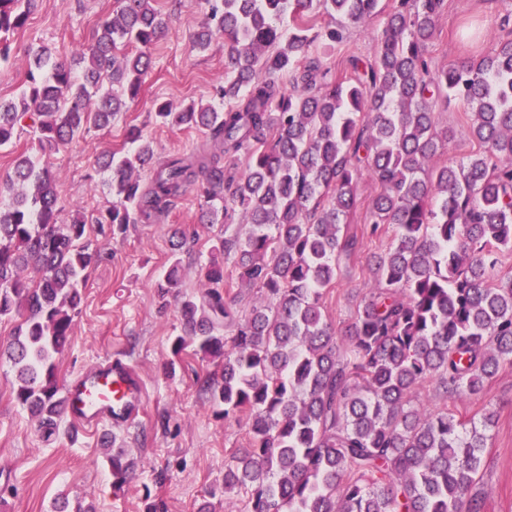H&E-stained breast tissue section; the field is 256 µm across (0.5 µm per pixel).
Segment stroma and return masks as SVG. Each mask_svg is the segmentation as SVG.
Instances as JSON below:
<instances>
[{"instance_id": "stroma-1", "label": "stroma", "mask_w": 512, "mask_h": 512, "mask_svg": "<svg viewBox=\"0 0 512 512\" xmlns=\"http://www.w3.org/2000/svg\"><path fill=\"white\" fill-rule=\"evenodd\" d=\"M395 4L380 0L377 14L345 26L340 46L315 43V55L335 68L347 58L371 59L376 32ZM158 6L168 27L152 46L154 68L139 97L127 102L110 128L90 129L50 154L62 184L59 221L84 213L92 221L90 239L100 254L85 285L70 345L58 359L57 379L67 383L106 357H121L142 383V412L132 423L96 431L66 418L58 434L44 436L38 421L15 399V374L4 353L17 322L0 321V512H54L63 494L93 505L96 512H146L153 500L163 502L167 512H197L206 500L211 512H243L240 498L224 491V463L245 445L247 426L216 417L201 390L196 377L214 370L212 360L190 348L173 356L171 342L181 333L178 304L170 296L159 298L157 291L169 266L172 226L185 231L182 290L194 295L224 228L199 223L200 200L190 190L159 220L130 225L125 235L112 236L96 222L112 197L105 186H91L87 178L98 156L126 147V130L133 125L147 133L159 162L211 145L202 131L159 124L154 110L159 102L176 109L192 102L219 103L224 44L193 50L190 37L203 22L200 0H158ZM115 7V0H39L13 37L9 61L0 62V99L21 92L29 44L45 43L58 57L72 59L75 49L88 42L99 15ZM436 24L438 36L427 54L433 73L479 60L492 51L495 37L512 38V12L496 0H444ZM435 112L438 130L449 134L436 162H457L476 153L478 145L466 132L467 106L440 100ZM378 191L368 175H361L356 204L346 218V232L357 245L340 256L336 281L326 290V314L339 332L353 322L373 286L367 256L382 252L391 241L390 234L370 232L371 203ZM419 399L429 409H448L465 423L489 420L482 472L488 491L485 512H512V364L501 366L480 395L453 400L430 383ZM113 446L125 449L134 463L119 491L105 458Z\"/></svg>"}]
</instances>
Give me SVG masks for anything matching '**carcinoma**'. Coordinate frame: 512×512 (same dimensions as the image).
I'll list each match as a JSON object with an SVG mask.
<instances>
[{
	"mask_svg": "<svg viewBox=\"0 0 512 512\" xmlns=\"http://www.w3.org/2000/svg\"><path fill=\"white\" fill-rule=\"evenodd\" d=\"M36 3L0 0V61ZM117 3L75 52L82 80L46 47L28 48L19 98L0 101V147L26 115L41 152L65 147L138 97L166 20L155 0ZM442 3L398 0L373 59L334 71L310 57L312 45L341 44L344 22L373 16L379 0H204L192 48L224 39L218 94L228 105L164 102L155 118L205 132L217 152L170 158L146 185L140 170L154 151L131 126L130 150L96 160L112 194L98 223L114 236L168 212L193 185L203 223L238 225L214 246L235 275L206 265L201 295L180 297L183 334L171 350L220 360L197 381L218 414L248 426L224 469V493L243 496L246 512H484L486 429L426 409L418 394L434 381L450 398L476 395L512 364V275L502 271L512 252V39L475 65L428 75ZM437 97L472 111L467 134L480 150L465 162L433 163ZM241 157L242 172L225 177ZM363 169L380 186L372 232L391 226L394 237L369 260L377 287L339 340L324 295L354 245L344 219ZM60 196L46 158L22 153L0 180V320L22 318L7 351L15 398L47 437L64 413L56 358L96 261L84 215L58 223ZM236 282L263 299L240 309ZM181 286L175 256L158 290ZM108 462L125 484L124 449Z\"/></svg>",
	"mask_w": 512,
	"mask_h": 512,
	"instance_id": "cac0c4a2",
	"label": "carcinoma"
}]
</instances>
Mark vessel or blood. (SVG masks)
I'll list each match as a JSON object with an SVG mask.
<instances>
[{"label":"vessel or blood","mask_w":512,"mask_h":512,"mask_svg":"<svg viewBox=\"0 0 512 512\" xmlns=\"http://www.w3.org/2000/svg\"><path fill=\"white\" fill-rule=\"evenodd\" d=\"M142 388L121 358L104 359L65 387V410L72 421L97 430L117 418L134 417Z\"/></svg>","instance_id":"b4317fda"}]
</instances>
